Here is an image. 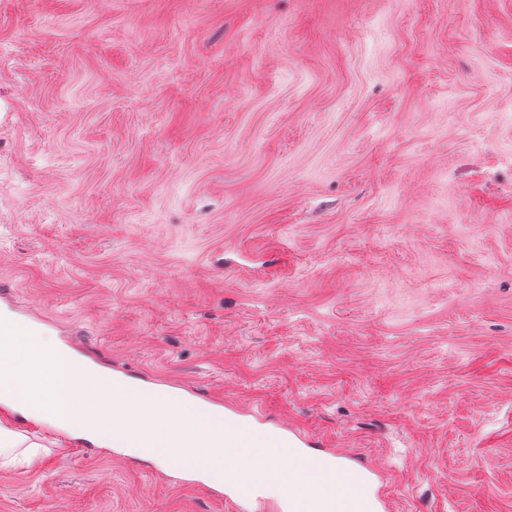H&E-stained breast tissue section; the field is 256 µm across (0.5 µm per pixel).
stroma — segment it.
<instances>
[{"label": "stroma", "instance_id": "obj_1", "mask_svg": "<svg viewBox=\"0 0 512 512\" xmlns=\"http://www.w3.org/2000/svg\"><path fill=\"white\" fill-rule=\"evenodd\" d=\"M0 281L393 512H512V0H0ZM0 427V512H234Z\"/></svg>", "mask_w": 512, "mask_h": 512}]
</instances>
